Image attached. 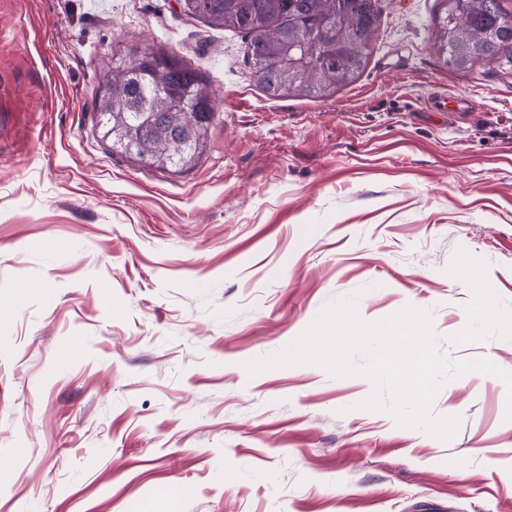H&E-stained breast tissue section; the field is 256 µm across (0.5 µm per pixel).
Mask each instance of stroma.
<instances>
[{
  "label": "stroma",
  "mask_w": 512,
  "mask_h": 512,
  "mask_svg": "<svg viewBox=\"0 0 512 512\" xmlns=\"http://www.w3.org/2000/svg\"><path fill=\"white\" fill-rule=\"evenodd\" d=\"M360 77L270 99L245 35L179 0H0V512H512L498 377L446 382V442L312 365L249 376L328 302L430 310L454 360L512 372L466 320L461 257L512 317V70L447 65L443 0H376ZM154 49L213 98L189 170L113 152L102 74ZM469 100L459 110L455 100Z\"/></svg>",
  "instance_id": "35a3bbf8"
}]
</instances>
